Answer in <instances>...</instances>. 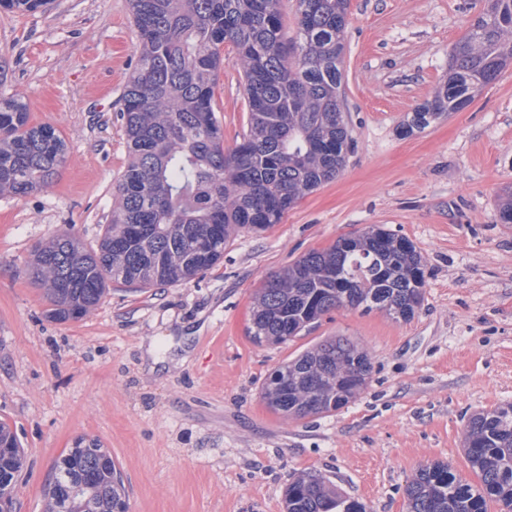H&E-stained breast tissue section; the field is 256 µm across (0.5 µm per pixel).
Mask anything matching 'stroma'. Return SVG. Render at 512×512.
<instances>
[{
  "label": "stroma",
  "mask_w": 512,
  "mask_h": 512,
  "mask_svg": "<svg viewBox=\"0 0 512 512\" xmlns=\"http://www.w3.org/2000/svg\"><path fill=\"white\" fill-rule=\"evenodd\" d=\"M484 0H349L344 115L354 144L336 179L262 232L234 236L197 279L140 292L111 286L78 320L49 318L27 266L66 231L95 247L128 163L119 119L137 37L128 0L0 8V98L55 126L68 159L53 187L0 195V419L25 455L14 512H45L54 464L80 437L101 441L128 512H285L301 472L405 512L424 463L472 471L463 429L512 403V63L466 109L423 131L400 127L448 75V51ZM224 147L247 121L242 71L226 56L215 90ZM377 225L424 258V302L396 321L337 309L285 344L249 336L264 277ZM329 336L363 346L372 375L339 410L291 420L262 400L270 374Z\"/></svg>",
  "instance_id": "obj_1"
}]
</instances>
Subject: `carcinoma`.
Wrapping results in <instances>:
<instances>
[{"label":"carcinoma","mask_w":512,"mask_h":512,"mask_svg":"<svg viewBox=\"0 0 512 512\" xmlns=\"http://www.w3.org/2000/svg\"><path fill=\"white\" fill-rule=\"evenodd\" d=\"M51 0H0L34 12ZM138 33L119 117L130 160L97 249L68 232L29 263L49 316L87 315L110 284L135 291L197 278L240 232L280 221L288 209L336 178L352 141L343 112L341 68L348 0H297L296 35L284 39L280 0H129ZM230 47L243 73L248 118L241 141L224 150L215 87ZM512 60V0H486L468 35L448 55V79L403 123L422 131L467 108ZM67 143L50 124H29L16 95L0 98V195L49 189ZM424 301L423 256L404 236L369 227L341 236L267 275L254 298L249 333L285 344L332 310H381L414 317ZM367 353L345 336L326 338L276 369L262 398L274 412L305 419L336 411L367 386ZM465 456L480 483L442 461L422 465L405 488L406 512H512V404L473 414ZM24 466L17 434L0 421V499L13 504ZM47 512H127L111 453L79 438L55 463ZM286 512H368L367 506L305 473L288 484Z\"/></svg>","instance_id":"carcinoma-1"}]
</instances>
